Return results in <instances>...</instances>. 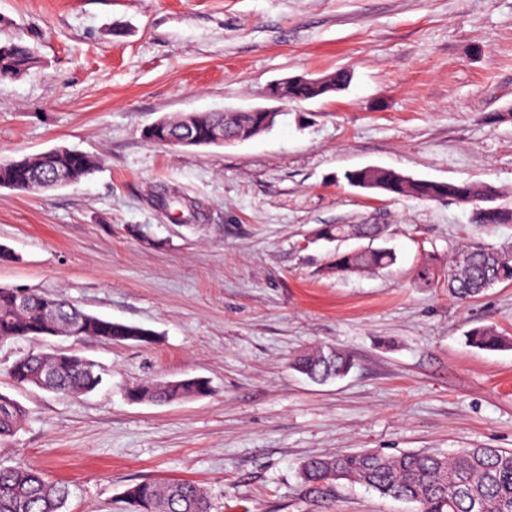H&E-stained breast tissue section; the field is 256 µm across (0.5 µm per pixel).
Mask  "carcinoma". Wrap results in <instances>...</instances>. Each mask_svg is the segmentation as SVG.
<instances>
[{"label": "carcinoma", "mask_w": 512, "mask_h": 512, "mask_svg": "<svg viewBox=\"0 0 512 512\" xmlns=\"http://www.w3.org/2000/svg\"><path fill=\"white\" fill-rule=\"evenodd\" d=\"M36 64L38 57L28 43L21 39L0 42V78H20ZM350 80L349 71L338 70L321 80L290 84L283 88L282 95L287 101L315 99L345 88ZM260 126L254 112H204L190 130L180 126L175 117L166 129L206 139L221 131L243 137ZM74 153V149L59 147L26 157L28 181L22 189L43 190L88 177L96 162L82 152L75 160ZM344 178L354 187H372L392 197L411 196L425 201L488 203L496 195V189L485 184L409 179L400 172L380 167L348 171ZM511 221V210L490 205L475 209L477 224ZM384 233L382 224H326L318 230L320 237L331 241L348 237L373 242ZM396 259L393 249L370 246L336 253L329 269L338 274L374 273L391 267ZM506 282H512V253L471 245L462 251L448 274V291L456 300L466 303ZM29 336L93 337L110 342L150 340L148 330L87 314L61 295L30 292L27 303L21 305L16 290L0 288V338ZM469 342L482 349L506 346L505 339L489 328L473 330ZM14 365L22 368V375L13 377L17 385L53 393L83 395L94 391L103 381L94 362L76 356L66 359L62 353L27 356ZM292 366L308 378L322 382L346 374L353 359L338 348L316 347L297 354ZM209 392V383L200 378H159L130 388L127 396L134 402H172ZM26 417L27 410L18 401L0 393V439L13 436ZM335 470L382 497L416 504L417 512H512V449L464 448L448 457L415 452L385 455L376 451L314 456L302 466L306 494L320 497L329 485L328 475ZM125 496L132 512H210L206 494L190 481L158 484L144 480L129 485ZM67 498V486L46 480L36 466L0 467V512H62Z\"/></svg>", "instance_id": "obj_1"}]
</instances>
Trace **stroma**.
<instances>
[{
	"label": "stroma",
	"instance_id": "1",
	"mask_svg": "<svg viewBox=\"0 0 512 512\" xmlns=\"http://www.w3.org/2000/svg\"><path fill=\"white\" fill-rule=\"evenodd\" d=\"M5 39L34 45L40 63L0 79V162L65 146L97 168L44 192L0 188V245L15 255L0 286L63 295L153 339H0V393L28 411L0 440V466L67 482L64 512H127L125 491L143 480L196 482L210 512H416L343 480L309 498L300 466L512 448V285L463 304L448 293L458 252L512 250V223L343 178L380 166L483 183L512 207V0H0ZM339 69L350 85L322 98L266 94ZM254 108L280 114L243 142L144 138L165 116ZM163 186L182 205H159ZM324 224L386 225L396 264L329 271L361 242L318 239ZM479 327L506 347L470 346ZM315 345L343 349L353 369L301 375L291 361ZM57 349L96 363L101 386L64 396L13 382L17 359ZM156 377L211 391L128 400Z\"/></svg>",
	"mask_w": 512,
	"mask_h": 512
}]
</instances>
